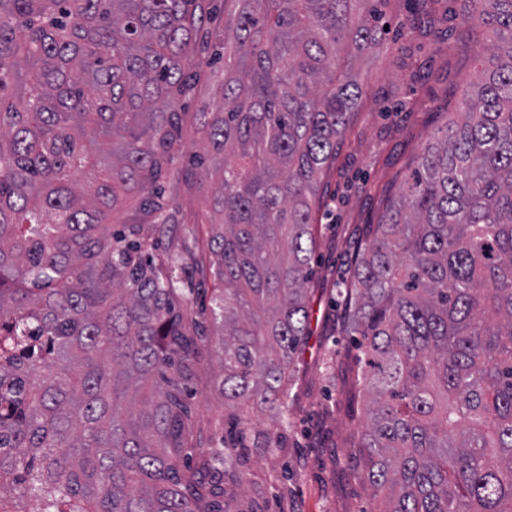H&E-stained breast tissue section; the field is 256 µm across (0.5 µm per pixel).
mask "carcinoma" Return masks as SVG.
Wrapping results in <instances>:
<instances>
[{"label": "carcinoma", "mask_w": 512, "mask_h": 512, "mask_svg": "<svg viewBox=\"0 0 512 512\" xmlns=\"http://www.w3.org/2000/svg\"><path fill=\"white\" fill-rule=\"evenodd\" d=\"M0 0V512H257L246 434L194 421L200 357L237 422L288 424L317 218L380 42L371 0ZM486 64L353 255L354 448L383 512H512V0H467ZM219 183L181 223L184 104ZM214 283L207 307L195 291Z\"/></svg>", "instance_id": "cac0c4a2"}]
</instances>
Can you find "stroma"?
Returning <instances> with one entry per match:
<instances>
[{
    "mask_svg": "<svg viewBox=\"0 0 512 512\" xmlns=\"http://www.w3.org/2000/svg\"><path fill=\"white\" fill-rule=\"evenodd\" d=\"M437 34L412 31L418 0H385V47L358 62L362 95L337 159L324 176L326 195L309 284L312 334L288 396V424L278 446L251 443L245 500L258 512H372L375 503L352 447L364 420L352 372L357 339L343 335L338 302L352 276L351 257L377 223L407 164L448 112L459 111L480 66L486 37L461 47L457 17L465 0H436ZM217 357L204 360L189 399L197 421L224 431V399L213 385Z\"/></svg>",
    "mask_w": 512,
    "mask_h": 512,
    "instance_id": "35a3bbf8",
    "label": "stroma"
}]
</instances>
